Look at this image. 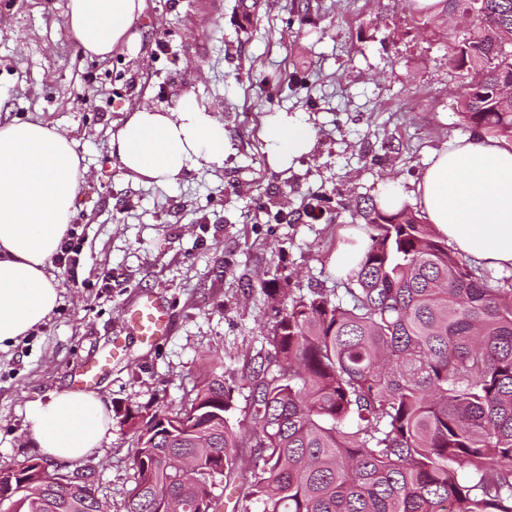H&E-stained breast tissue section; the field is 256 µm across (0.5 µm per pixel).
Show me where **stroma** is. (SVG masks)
I'll return each instance as SVG.
<instances>
[{"label":"stroma","mask_w":512,"mask_h":512,"mask_svg":"<svg viewBox=\"0 0 512 512\" xmlns=\"http://www.w3.org/2000/svg\"><path fill=\"white\" fill-rule=\"evenodd\" d=\"M67 0H0V124L39 120L68 133L87 168L72 219L80 249L54 260L61 301L0 350V470L38 457L25 409L73 386L88 358L123 344L98 395L112 439L77 463L111 512H124L137 435L126 411L184 410L211 372L249 407L248 377L280 299L339 288L331 258L367 240L353 206L390 182L412 190L460 123L448 68V17L409 0H262L250 25L239 0H145L139 49L86 57L66 25ZM185 94L224 123V164L176 184L133 180L110 140L143 103ZM306 113L314 153L278 171L265 115ZM144 291L161 296L170 331L157 345L126 326Z\"/></svg>","instance_id":"35a3bbf8"}]
</instances>
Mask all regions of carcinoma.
<instances>
[{"mask_svg":"<svg viewBox=\"0 0 512 512\" xmlns=\"http://www.w3.org/2000/svg\"><path fill=\"white\" fill-rule=\"evenodd\" d=\"M471 18L449 39L459 115L512 140V0H446ZM368 246L346 297H291L249 376L248 422H229L224 374L190 407L139 431L125 512H219L236 489V448L255 461L241 512H512V277L496 281L404 207L356 202ZM93 482L51 493L39 473L11 512H99Z\"/></svg>","mask_w":512,"mask_h":512,"instance_id":"cac0c4a2","label":"carcinoma"}]
</instances>
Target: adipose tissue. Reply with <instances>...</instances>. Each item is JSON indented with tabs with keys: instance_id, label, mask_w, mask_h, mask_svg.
Here are the masks:
<instances>
[{
	"instance_id": "obj_1",
	"label": "adipose tissue",
	"mask_w": 512,
	"mask_h": 512,
	"mask_svg": "<svg viewBox=\"0 0 512 512\" xmlns=\"http://www.w3.org/2000/svg\"><path fill=\"white\" fill-rule=\"evenodd\" d=\"M145 0H68L67 26L89 58L134 48L131 24ZM270 166L286 169L317 144L304 113L264 118ZM111 154L133 179L176 183L185 171L223 166L224 123L194 96L175 106L140 107L112 136ZM86 171L65 131L32 121L0 125V345L27 335L60 296L49 268L68 237ZM456 250L478 263L512 268V149L492 139L462 138L435 151L411 191L387 184L380 207L406 199ZM112 412L101 396L64 389L26 407L33 445L45 458L77 462L112 438Z\"/></svg>"
}]
</instances>
